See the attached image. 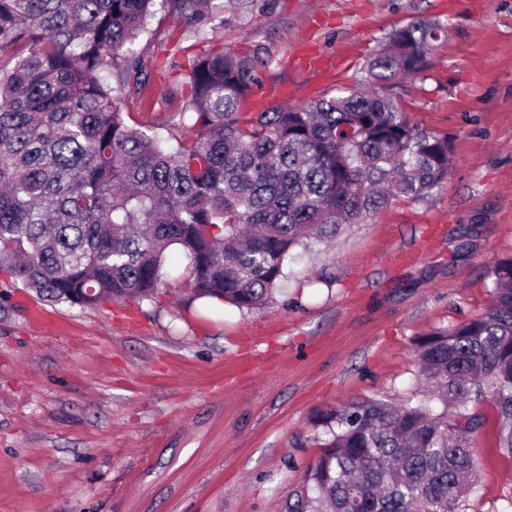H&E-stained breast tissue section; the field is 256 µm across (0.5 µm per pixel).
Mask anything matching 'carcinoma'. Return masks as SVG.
<instances>
[{
	"instance_id": "cac0c4a2",
	"label": "carcinoma",
	"mask_w": 512,
	"mask_h": 512,
	"mask_svg": "<svg viewBox=\"0 0 512 512\" xmlns=\"http://www.w3.org/2000/svg\"><path fill=\"white\" fill-rule=\"evenodd\" d=\"M187 30L224 0H0V271L45 301L152 300L168 257L192 298L241 310L275 299L298 250L359 224L389 196L425 201L448 180V136L419 129L390 94L429 66L446 33L393 30L357 87L246 109L262 49H207L182 76L169 137L130 125L116 87L148 80L133 48L155 2ZM184 129L189 135H176ZM480 316L415 341V404L361 401L328 416L329 438L285 512H468L490 395L512 454V256L488 271Z\"/></svg>"
}]
</instances>
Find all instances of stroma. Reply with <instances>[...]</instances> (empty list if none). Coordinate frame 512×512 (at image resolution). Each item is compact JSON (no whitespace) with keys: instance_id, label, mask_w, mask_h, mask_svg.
I'll return each mask as SVG.
<instances>
[{"instance_id":"35a3bbf8","label":"stroma","mask_w":512,"mask_h":512,"mask_svg":"<svg viewBox=\"0 0 512 512\" xmlns=\"http://www.w3.org/2000/svg\"><path fill=\"white\" fill-rule=\"evenodd\" d=\"M421 17L448 34L393 95L448 136V179L299 254L285 296L208 306L180 257L156 299L95 307L40 303L0 272V512H284L323 452L327 413L414 397L416 338L483 314L486 272L512 255V0H255L196 36L160 8L135 41L151 75L120 100L132 125L163 127L182 106L169 65L190 46L263 49V85L301 103L353 86L386 35ZM303 48L329 74L301 69ZM36 305L67 334L32 323ZM474 409L469 512H512L496 407Z\"/></svg>"}]
</instances>
